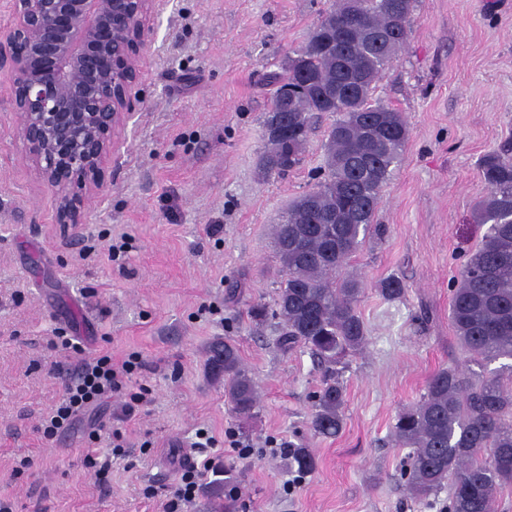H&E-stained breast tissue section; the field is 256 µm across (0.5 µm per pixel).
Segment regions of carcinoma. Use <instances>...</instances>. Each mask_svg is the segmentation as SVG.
I'll return each mask as SVG.
<instances>
[{"label":"carcinoma","instance_id":"carcinoma-1","mask_svg":"<svg viewBox=\"0 0 512 512\" xmlns=\"http://www.w3.org/2000/svg\"><path fill=\"white\" fill-rule=\"evenodd\" d=\"M357 8L361 31L347 44L340 30ZM417 0H335L295 55L305 59L306 73L291 67L270 75L303 91L288 101V132L267 138L260 158L265 175H281L297 165L317 119L330 120L324 134L325 166L321 179L275 225L276 252L283 279L277 309L257 305V320L280 319L278 345L286 352L309 349L324 365L322 387L314 395L309 428L322 438L342 428L344 388L336 364L368 341L356 305L362 287L340 277L344 264L362 247L374 223L382 191L409 139L402 113L374 99L376 84L404 47L415 21ZM337 92L330 106L317 93ZM381 121L388 134L378 144L367 129ZM486 193L477 205L478 223L489 225L480 245L468 256L450 300L449 318L461 349L491 362L512 358V136L479 160ZM379 293L402 297V282L388 277ZM208 369L224 377V391L235 414L250 416L258 392L228 338L210 349ZM394 436L409 449L402 479L421 501L448 490V512H493L500 490L512 486V387L497 376L466 374L459 366L430 375L420 401L398 415ZM297 473L315 469L306 448L288 449ZM206 493L220 512H239L244 491L229 470Z\"/></svg>","mask_w":512,"mask_h":512}]
</instances>
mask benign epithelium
Here are the masks:
<instances>
[{"instance_id": "7a95c632", "label": "benign epithelium", "mask_w": 512, "mask_h": 512, "mask_svg": "<svg viewBox=\"0 0 512 512\" xmlns=\"http://www.w3.org/2000/svg\"><path fill=\"white\" fill-rule=\"evenodd\" d=\"M155 0H11L0 35L17 137L33 178L55 202V223H87L105 191L115 131L142 70Z\"/></svg>"}]
</instances>
